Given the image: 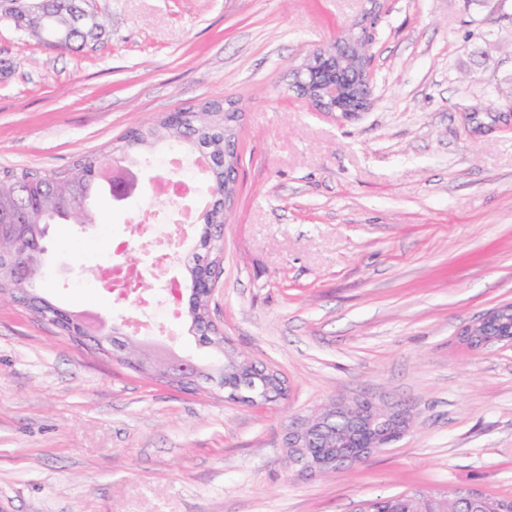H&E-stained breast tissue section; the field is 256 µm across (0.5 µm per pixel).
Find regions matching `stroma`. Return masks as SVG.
<instances>
[{"mask_svg": "<svg viewBox=\"0 0 512 512\" xmlns=\"http://www.w3.org/2000/svg\"><path fill=\"white\" fill-rule=\"evenodd\" d=\"M87 0L79 51L0 18V168L58 170L158 115L230 99L237 195L212 312L278 370L272 406L141 375L0 298V512H355L465 487L512 498V347L459 329L512 301V0ZM369 36L372 103L348 120L288 70L350 27ZM150 188L49 231L39 293L117 327L112 241L163 224ZM410 409V431L331 473L288 469L286 426L335 400Z\"/></svg>", "mask_w": 512, "mask_h": 512, "instance_id": "stroma-1", "label": "stroma"}]
</instances>
